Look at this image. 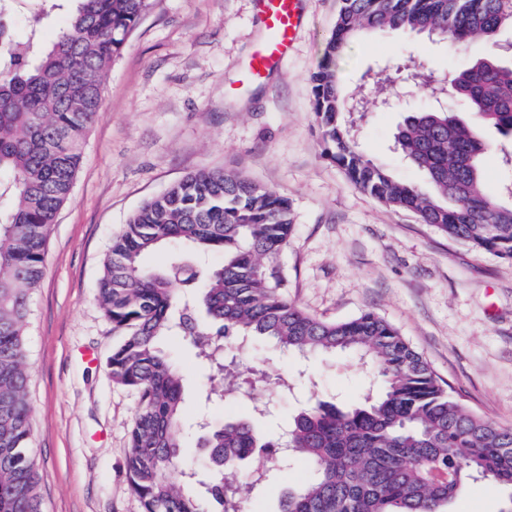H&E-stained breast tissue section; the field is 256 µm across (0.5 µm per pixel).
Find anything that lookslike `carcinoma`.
Returning <instances> with one entry per match:
<instances>
[{
    "label": "carcinoma",
    "mask_w": 512,
    "mask_h": 512,
    "mask_svg": "<svg viewBox=\"0 0 512 512\" xmlns=\"http://www.w3.org/2000/svg\"><path fill=\"white\" fill-rule=\"evenodd\" d=\"M30 34L17 42L0 25V512H42L38 463L30 448L31 406L25 336L29 305L44 274L46 245L68 202L82 147L101 111L112 62L150 0H28ZM73 5L66 30L41 47L45 18ZM512 29V0H343L323 59L311 75L324 157L378 202L414 213L448 238L512 260V201L485 188L481 160L491 145L452 112H408L394 145L426 186L395 177L357 149L343 117L347 87L336 58L364 31L434 30L460 46L481 38L489 55L441 82L427 58L410 55L411 76L432 94L449 91L512 138V64L499 61L502 30ZM288 199L222 169L200 170L141 204L112 238L99 300L121 342L107 359L112 380L139 394L126 459L142 512H240L242 488L230 480L242 462L266 453L245 476L264 486L292 458L311 476L284 492L279 512H440L468 480L512 488V429L469 411L398 329L367 312L319 319L279 293L275 266L288 244ZM180 249L162 264L144 259L163 245ZM222 255L218 265L207 261ZM282 352L350 351L370 362L380 386L342 409L313 398L268 436L255 416H273L288 396L284 379L249 415L206 431L204 457L182 446V374L160 347L189 342L223 381L206 394L254 400L224 363V352L255 337Z\"/></svg>",
    "instance_id": "carcinoma-1"
}]
</instances>
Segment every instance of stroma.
I'll return each instance as SVG.
<instances>
[{
    "label": "stroma",
    "instance_id": "obj_1",
    "mask_svg": "<svg viewBox=\"0 0 512 512\" xmlns=\"http://www.w3.org/2000/svg\"><path fill=\"white\" fill-rule=\"evenodd\" d=\"M339 9L340 0H302L291 56L258 82L245 76L264 35L256 0H154L114 61L30 302L31 448L43 512H142L126 476L138 395L114 383L107 369L121 333L105 315L97 285L112 238L132 213L202 169L244 175L288 198L293 231L276 264L290 301L327 321L380 316L454 396L512 428V261L474 251L413 213L381 204L322 155L310 75ZM486 51L478 39L456 51L425 34L377 32L354 40L336 70L347 87L380 98L385 90L377 74L390 67L408 77L410 53H422L445 76ZM439 103L464 111L452 95L436 100L418 91L356 117L359 150L398 178L422 183L393 136L405 113ZM473 128L494 145L484 178L489 191L499 192L512 182V168L502 162L512 140L478 121ZM256 345L262 358L240 361L241 371L258 373L255 396L266 398L277 376L292 381L268 428L286 425L309 398L350 406L369 389L372 376L354 355L285 358L268 340ZM165 349L184 370L182 440L194 454L198 417L221 422L246 408L204 405L193 348L169 341ZM309 474L307 462L297 460L246 495L242 512H278L282 493ZM511 505V488L478 480L467 482L444 512H506Z\"/></svg>",
    "mask_w": 512,
    "mask_h": 512
}]
</instances>
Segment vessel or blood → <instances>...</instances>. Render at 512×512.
Here are the masks:
<instances>
[{"instance_id": "obj_1", "label": "vessel or blood", "mask_w": 512, "mask_h": 512, "mask_svg": "<svg viewBox=\"0 0 512 512\" xmlns=\"http://www.w3.org/2000/svg\"><path fill=\"white\" fill-rule=\"evenodd\" d=\"M256 3L266 37L252 55L248 76L259 81L287 57L300 23L302 0H256Z\"/></svg>"}]
</instances>
